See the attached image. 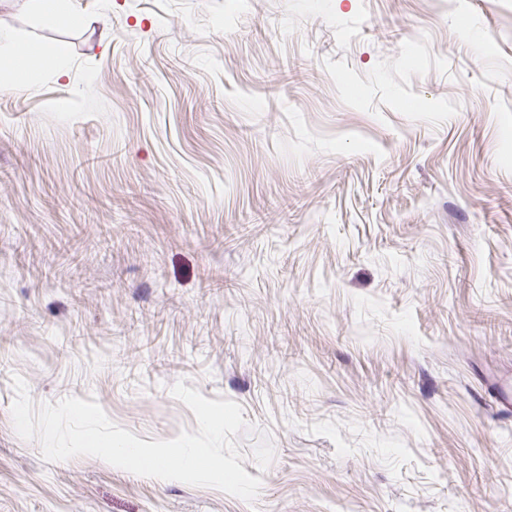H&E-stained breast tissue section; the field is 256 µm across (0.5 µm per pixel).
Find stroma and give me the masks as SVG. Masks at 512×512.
I'll return each mask as SVG.
<instances>
[{"label": "stroma", "instance_id": "35a3bbf8", "mask_svg": "<svg viewBox=\"0 0 512 512\" xmlns=\"http://www.w3.org/2000/svg\"><path fill=\"white\" fill-rule=\"evenodd\" d=\"M0 0L71 65L0 89V512H512V0ZM242 405L254 502L13 425ZM28 8L40 19L69 27L91 28L93 20L72 11L68 0H26ZM485 387L494 397L495 404L500 412L512 414V380L507 379H486Z\"/></svg>", "mask_w": 512, "mask_h": 512}]
</instances>
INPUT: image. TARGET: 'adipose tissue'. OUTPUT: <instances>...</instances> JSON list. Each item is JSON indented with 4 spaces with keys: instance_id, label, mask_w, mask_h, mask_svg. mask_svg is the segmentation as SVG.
Masks as SVG:
<instances>
[{
    "instance_id": "ef3b65f1",
    "label": "adipose tissue",
    "mask_w": 512,
    "mask_h": 512,
    "mask_svg": "<svg viewBox=\"0 0 512 512\" xmlns=\"http://www.w3.org/2000/svg\"><path fill=\"white\" fill-rule=\"evenodd\" d=\"M51 65L56 74H67L70 53L65 44L23 45L7 54L0 53V88H27L44 65Z\"/></svg>"
}]
</instances>
